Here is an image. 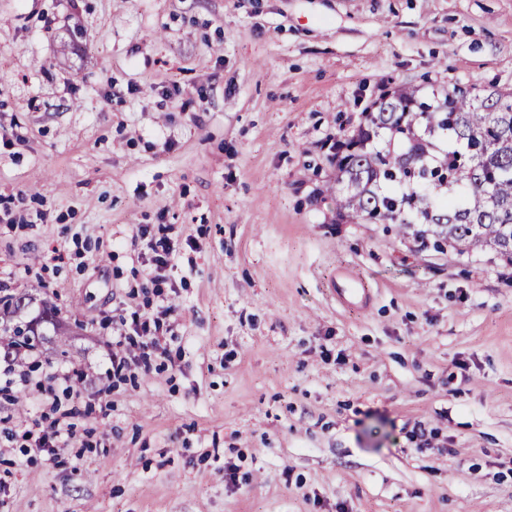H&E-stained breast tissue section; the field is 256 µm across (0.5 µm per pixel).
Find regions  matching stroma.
<instances>
[{
	"label": "stroma",
	"instance_id": "1",
	"mask_svg": "<svg viewBox=\"0 0 512 512\" xmlns=\"http://www.w3.org/2000/svg\"><path fill=\"white\" fill-rule=\"evenodd\" d=\"M400 85L512 90V0H0V295L59 321L0 353V512H512V265L336 219L334 145ZM167 306L170 359L113 378ZM147 248L154 254L152 261L154 269L148 273L145 288H153L157 293L167 284V276L164 272L173 267V260L176 250L173 244L164 237L153 239L147 242ZM170 312V307H167L163 311L159 312V316L155 317H141L136 311L131 313V328L135 336L141 339L138 343L133 336L121 334L115 339H112V354L110 357V363L112 366V373L117 376L126 372L134 365L140 364V359L144 358V354H121V349L125 345L134 346L138 350L151 349L153 352L158 353L164 358H170L169 349L167 343L162 341L163 335V318ZM160 333L162 335H160ZM116 348V351H114ZM121 351V352H120ZM71 411V410H68ZM64 411L61 414V419L56 418L53 421L54 431L51 433V436L46 434H37L35 435L32 429L27 430L24 433L25 441H30L26 448V454L30 455V457L41 456L43 452H48L52 456L49 458H55L61 450L62 447L66 445V438L70 437V426L71 424L67 422L66 418L69 417V412ZM55 444V445H54Z\"/></svg>",
	"mask_w": 512,
	"mask_h": 512
}]
</instances>
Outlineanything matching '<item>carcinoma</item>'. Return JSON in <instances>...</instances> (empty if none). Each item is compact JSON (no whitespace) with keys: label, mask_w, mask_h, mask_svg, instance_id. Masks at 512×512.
<instances>
[{"label":"carcinoma","mask_w":512,"mask_h":512,"mask_svg":"<svg viewBox=\"0 0 512 512\" xmlns=\"http://www.w3.org/2000/svg\"><path fill=\"white\" fill-rule=\"evenodd\" d=\"M340 219L399 224L461 253L512 263V91L426 98L397 87L364 112L340 144ZM33 324H0L5 354L36 347Z\"/></svg>","instance_id":"cac0c4a2"}]
</instances>
